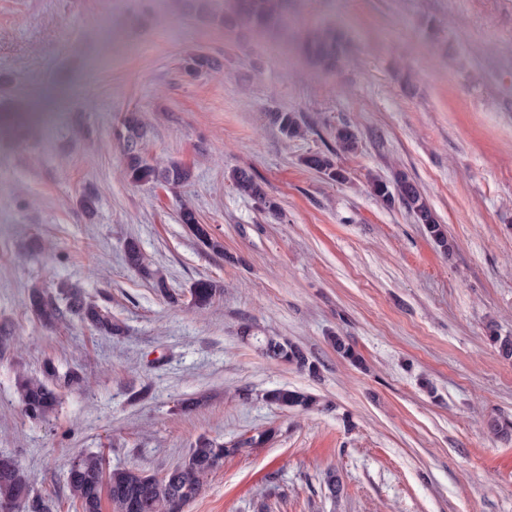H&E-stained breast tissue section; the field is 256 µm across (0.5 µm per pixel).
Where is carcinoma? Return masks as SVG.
<instances>
[{
	"label": "carcinoma",
	"mask_w": 512,
	"mask_h": 512,
	"mask_svg": "<svg viewBox=\"0 0 512 512\" xmlns=\"http://www.w3.org/2000/svg\"><path fill=\"white\" fill-rule=\"evenodd\" d=\"M289 0H224V9H216L208 0H200L198 15L210 21L227 24L244 22L259 30H276L288 26ZM303 51L316 62L332 66L344 51V40L340 33L330 28H317L302 45ZM275 122L289 139L300 138L304 129L293 112H278ZM123 128L117 136L123 140L126 155V176L135 185L162 181L169 186L183 184L189 176L187 168L172 163L160 170L144 159L139 144L145 137V130L136 115L131 114L122 122ZM302 163L331 181L345 179L332 154L316 152L306 155ZM236 190L258 200L268 209L276 210V204L268 200L261 185L251 173L239 170L233 176ZM397 192H392L387 182L374 180L373 194L390 205L400 201L411 211L417 223L424 226L430 238L443 251L451 244L443 225L426 204L421 193L408 177L401 174L396 179ZM180 221L193 236L210 251L222 255L224 245L213 237L206 224L199 221L197 212L185 206L180 211ZM129 264L142 277L152 281V287L162 296L172 299L167 281L158 271L150 269L143 260L138 245L130 241L126 246ZM219 294L218 286L211 280H199L190 290V304L196 308L210 305ZM27 307L39 323L55 327L70 320L106 335L121 334V326L112 321L107 307L86 300L77 288L58 285L56 293L43 289L38 284L30 286ZM261 354L273 361L296 367L312 376L317 375V363L296 343L281 336H266L257 340ZM330 343L337 354L353 364L360 357L343 336L330 337ZM84 383L83 374L69 368L62 372L51 359L44 361L41 377L20 376L17 380L18 401L24 414L34 420L43 421L57 410L66 390ZM235 397L241 401L257 399L268 406L308 412L320 406L313 394L279 386L266 389L255 395L250 389L237 390ZM277 429L268 427L255 434L236 441L218 442L206 435H200L189 448L185 457L175 466L158 476L144 469L134 467H104L101 455L93 452H79L66 470V485L72 502L79 512H102V500L110 503L112 512H183V508L194 501L202 492L208 475L227 457L240 455L249 448H260L272 442ZM33 480L24 470L21 462L13 455L0 453V502L14 504L17 512H47L44 498L32 495Z\"/></svg>",
	"instance_id": "1"
}]
</instances>
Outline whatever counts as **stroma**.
Masks as SVG:
<instances>
[{
  "mask_svg": "<svg viewBox=\"0 0 512 512\" xmlns=\"http://www.w3.org/2000/svg\"><path fill=\"white\" fill-rule=\"evenodd\" d=\"M324 25L348 43L333 69L299 49ZM197 54L212 66L192 74ZM17 112L28 127L0 123V451L51 512H76L66 464L80 451L160 475L198 435L268 427L275 441L226 458L184 512H512V439L487 429L512 420V360L489 339L512 336V0H292L276 35L170 0H0V116ZM129 112L150 125L142 156L181 164L188 182H128L115 131ZM275 112L297 113L306 136L286 139ZM342 125L358 147L337 153L346 179L332 182L301 159L336 152ZM239 168L280 216L239 195ZM400 172L451 253L371 194L372 177ZM185 203L223 256L181 224ZM35 239L50 249L33 258ZM130 240L182 296L200 279L223 295L202 311L167 302L128 264ZM61 281L108 307L121 335L42 327L28 288ZM335 333L363 366L332 350ZM265 335L299 344L318 376L262 356ZM48 358L88 384L33 421L15 373ZM277 386L328 407L234 396Z\"/></svg>",
  "mask_w": 512,
  "mask_h": 512,
  "instance_id": "obj_1",
  "label": "stroma"
}]
</instances>
